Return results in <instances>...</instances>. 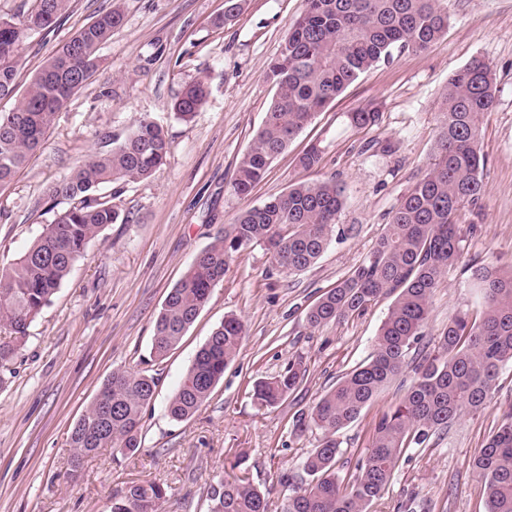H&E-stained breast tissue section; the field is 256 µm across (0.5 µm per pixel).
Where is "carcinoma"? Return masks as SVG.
Masks as SVG:
<instances>
[{
    "instance_id": "cac0c4a2",
    "label": "carcinoma",
    "mask_w": 512,
    "mask_h": 512,
    "mask_svg": "<svg viewBox=\"0 0 512 512\" xmlns=\"http://www.w3.org/2000/svg\"><path fill=\"white\" fill-rule=\"evenodd\" d=\"M70 0H31L21 19L0 17V99L19 96L0 112V187L8 184L42 144L57 112L98 71L103 46L124 24L113 5L98 12L36 72L18 92L19 47L24 39L46 36ZM448 27L440 0H305L266 78L274 94L261 127L242 155L230 189L248 197L272 161L316 115L360 74L394 52H422ZM497 87L491 64L474 57L452 73L441 106V124L432 158L402 197L369 257L344 280L324 292L306 320L318 327L393 297L369 358L342 376L300 415L299 431L314 428L321 440L302 463L306 486H295L283 512H368L388 484L402 453L492 399L500 369L512 363V265L486 264L473 272L483 290L480 313L464 312L448 321L437 351L414 368L415 377L399 403L376 422L370 448L345 480L336 470L341 454L336 434L408 365L424 337L431 297L442 277L464 252L458 211L481 197L480 117L491 111ZM208 96L202 81L186 84L173 103L174 115L191 120ZM377 113L349 114L366 127ZM105 149L50 186L52 220L29 247L0 268V324L11 339L0 341V368L29 337V328L65 282L92 239L108 225L127 223L100 189L116 182L150 178L166 161L168 141L161 126L144 119L123 137L103 136ZM313 145L298 159L305 169L321 165ZM67 207L57 209L58 202ZM344 204L333 178L297 183L260 206L242 210L190 263L169 291L155 322L151 355L162 363L206 307L215 286L241 252L260 246L281 272H301L322 255ZM245 336L242 321L224 317L196 353L168 405L176 421L193 417L210 399ZM305 374L293 363L280 374L257 381L253 399L272 408L299 386ZM158 378L145 371L117 370L104 384L70 433L73 448L68 477H79L85 459L102 448L121 454L139 448L142 415L151 404ZM484 481L486 512H512V406L472 460ZM168 489L156 481L129 486L112 496L111 512H160ZM210 512H267L265 494L248 481L219 480L208 492Z\"/></svg>"
}]
</instances>
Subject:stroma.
I'll return each instance as SVG.
<instances>
[{
  "mask_svg": "<svg viewBox=\"0 0 512 512\" xmlns=\"http://www.w3.org/2000/svg\"><path fill=\"white\" fill-rule=\"evenodd\" d=\"M115 1L125 23L104 46L92 85L59 111L26 167L0 188V266L52 220L48 187L95 152L103 134L148 119L163 127L169 150L149 179L104 187L128 223L107 226L88 245L32 323L27 343L0 369V512H108L113 494L145 480L168 486L163 512H208L210 484L241 477L265 492L268 512H282L303 476V458L320 439L318 431L296 430L298 415L369 357L392 299L380 297L362 312L316 328L306 313L384 233L391 211L429 162L450 75L475 56L491 63L498 86L494 109L481 119L483 190L479 207L459 213L465 255L433 294L427 352H434L455 314L480 308L474 269L512 263V0H443L446 33L427 51L396 55L362 74L273 161L244 200L229 183L273 97L267 65L305 0H246L227 25L220 22L224 0H71L53 32L22 43L19 83ZM195 80L207 83L209 95L185 122L172 105ZM362 108L375 110L378 119L358 128L348 115ZM313 143L322 163L302 169L297 158ZM327 176L343 187L344 206L321 258L288 275L261 247L240 253L170 356L152 364L159 310L217 232L241 210L290 185ZM228 315L246 330L236 359L194 417L171 420L169 400ZM293 362L305 371L298 389L277 407L258 408L255 381ZM118 369H149L158 379L142 445L117 456L102 449L84 462L77 479H68L71 430ZM411 378L408 371L397 376L338 432L341 476L355 475L376 422L399 402ZM511 406L512 364L501 370L484 409L406 449L369 512H485L483 482L470 462Z\"/></svg>",
  "mask_w": 512,
  "mask_h": 512,
  "instance_id": "35a3bbf8",
  "label": "stroma"
}]
</instances>
